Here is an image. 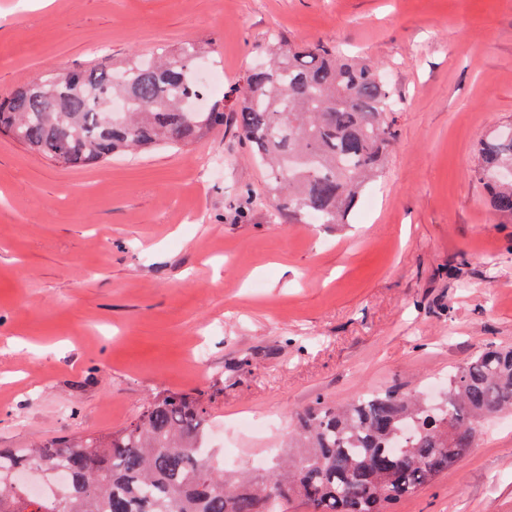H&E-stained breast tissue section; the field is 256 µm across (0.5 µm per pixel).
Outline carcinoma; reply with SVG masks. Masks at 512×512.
I'll use <instances>...</instances> for the list:
<instances>
[{"instance_id":"cac0c4a2","label":"carcinoma","mask_w":512,"mask_h":512,"mask_svg":"<svg viewBox=\"0 0 512 512\" xmlns=\"http://www.w3.org/2000/svg\"><path fill=\"white\" fill-rule=\"evenodd\" d=\"M199 49L184 43L149 61L107 58L49 77L46 99L23 85L0 100V133L63 169L132 151L187 146L224 126L213 104L184 117L201 93ZM400 103L383 66L323 43L274 40L239 90L235 122L265 172L275 213L296 223L346 224L377 179ZM475 176L512 223V127L478 148ZM512 410V348L487 349L448 376L444 399L397 389L318 401L297 416L291 459L258 481L224 474L206 447L212 415L186 397L159 398L112 433L0 448V512H390L467 451L482 419Z\"/></svg>"}]
</instances>
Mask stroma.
I'll return each mask as SVG.
<instances>
[{
    "label": "stroma",
    "mask_w": 512,
    "mask_h": 512,
    "mask_svg": "<svg viewBox=\"0 0 512 512\" xmlns=\"http://www.w3.org/2000/svg\"><path fill=\"white\" fill-rule=\"evenodd\" d=\"M273 35L367 55L402 98L351 223L252 203L233 90ZM185 42L224 78V126L191 145L65 170L0 134V448L183 395L223 427L225 472L262 477L317 400L429 391L512 346V224L473 164L512 121V0H0V97ZM393 512H512V413Z\"/></svg>",
    "instance_id": "stroma-1"
}]
</instances>
